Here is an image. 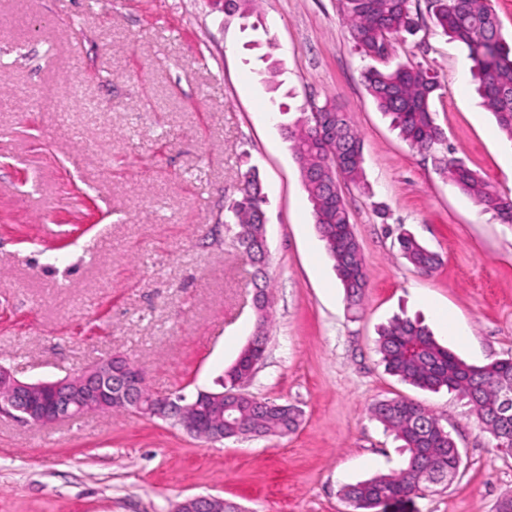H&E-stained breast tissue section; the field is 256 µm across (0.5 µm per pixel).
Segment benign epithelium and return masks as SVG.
<instances>
[{"mask_svg": "<svg viewBox=\"0 0 512 512\" xmlns=\"http://www.w3.org/2000/svg\"><path fill=\"white\" fill-rule=\"evenodd\" d=\"M215 390L144 395L145 372L124 357L113 356L56 380H22L0 365V415L43 427L78 416L105 413L119 405L146 418L171 422L186 434L210 442L224 441V380ZM219 496H190L173 512H226Z\"/></svg>", "mask_w": 512, "mask_h": 512, "instance_id": "benign-epithelium-1", "label": "benign epithelium"}]
</instances>
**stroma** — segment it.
Segmentation results:
<instances>
[{"instance_id": "stroma-1", "label": "stroma", "mask_w": 512, "mask_h": 512, "mask_svg": "<svg viewBox=\"0 0 512 512\" xmlns=\"http://www.w3.org/2000/svg\"><path fill=\"white\" fill-rule=\"evenodd\" d=\"M413 9L419 30L394 40L392 62L434 77L452 156L512 196V141L475 91L467 49L428 0ZM364 67L336 0H256L230 18L214 0H0V364L57 379L123 355L155 391L214 388L254 331L255 269L224 228L253 165L272 323L246 390L303 412L287 436L221 443L128 413L46 427L2 417L0 512H172L195 495L245 512H351L342 485L400 462L369 411L393 397L432 410L461 463L448 486L377 512H495L512 494V456L464 401L399 381L375 351L404 313L468 363L512 356V224L399 136ZM313 102L338 106L363 139L361 183L340 184L368 276L357 310L281 131ZM400 226L441 254L432 275L399 255Z\"/></svg>"}]
</instances>
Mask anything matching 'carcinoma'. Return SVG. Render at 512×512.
<instances>
[{
    "label": "carcinoma",
    "instance_id": "carcinoma-1",
    "mask_svg": "<svg viewBox=\"0 0 512 512\" xmlns=\"http://www.w3.org/2000/svg\"><path fill=\"white\" fill-rule=\"evenodd\" d=\"M351 38L364 58L384 62L393 40L417 27L412 0H338ZM436 27L462 43L473 61L477 91L507 139L512 141V45L501 33L489 0H429ZM366 90L378 109L391 119L400 137L417 152L438 161V170L486 210L512 224V197L501 195L476 171L454 156L438 155L447 142L435 118L433 101L439 85L419 65L399 64L384 69L369 66L362 73ZM289 149L302 170L314 222L344 289L349 306L363 303L367 272L345 200L335 184L339 172L352 183L362 178L363 141L346 113L335 107H312L284 127ZM267 202L257 167L242 174L239 196L228 206L224 221L243 253L262 271L258 242L266 223ZM397 242L402 258L417 272L429 274L441 264L440 255L401 229ZM269 313L259 318L257 346L241 350L237 362L224 371L226 388L245 377L250 362L268 339ZM376 352L385 371L424 390L442 388L456 393L493 437L512 453V417L500 416L505 396H512V356L483 366L466 363L441 345L419 319L396 316L381 328ZM372 416L402 442V465L387 473L347 484L342 498L352 512H376L384 502L414 492L423 493L452 478L458 448L440 420L428 408L406 397L378 400ZM298 408L257 400L249 393L224 399V435L251 434L257 438L285 436L300 426Z\"/></svg>",
    "mask_w": 512,
    "mask_h": 512
}]
</instances>
